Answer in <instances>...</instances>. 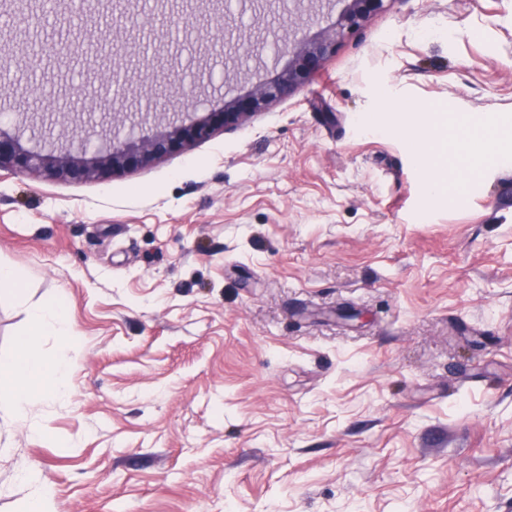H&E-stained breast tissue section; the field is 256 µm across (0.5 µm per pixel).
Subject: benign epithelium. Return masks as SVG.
<instances>
[{"instance_id":"1","label":"benign epithelium","mask_w":512,"mask_h":512,"mask_svg":"<svg viewBox=\"0 0 512 512\" xmlns=\"http://www.w3.org/2000/svg\"><path fill=\"white\" fill-rule=\"evenodd\" d=\"M386 0H345L336 30L314 40L291 43L292 62L288 68L265 76L253 84L243 100L224 101L223 111L198 117L194 112H168L162 128H149L148 113L123 115L121 124L108 123L112 100L98 99L101 113L71 114L72 136L37 139L31 130L42 128L43 119L34 113L20 112L13 126L0 127V172L25 171L45 179L95 181L124 171L130 164L148 165L164 158L171 146L185 138L204 140L215 134L214 121L221 120L225 131L246 125L257 111L272 102L287 99L333 54L341 33L351 29L383 8ZM92 45L74 37L68 42L52 43L49 53H83ZM96 138L102 146L91 153L87 142Z\"/></svg>"}]
</instances>
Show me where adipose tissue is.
<instances>
[{"label":"adipose tissue","mask_w":512,"mask_h":512,"mask_svg":"<svg viewBox=\"0 0 512 512\" xmlns=\"http://www.w3.org/2000/svg\"><path fill=\"white\" fill-rule=\"evenodd\" d=\"M491 158L500 162L512 160V129L505 128L492 116L481 119L476 128L462 123L452 153L455 165L471 173L483 168ZM28 315V330L19 339L15 353L0 359V383L7 386L13 414L20 420L27 417L36 383H46L61 400L70 393L67 363L42 351L44 337H55L62 346L72 341L74 331L66 306L48 298L30 306Z\"/></svg>","instance_id":"1"}]
</instances>
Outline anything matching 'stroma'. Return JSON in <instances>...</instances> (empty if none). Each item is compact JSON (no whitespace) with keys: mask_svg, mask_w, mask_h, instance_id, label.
<instances>
[{"mask_svg":"<svg viewBox=\"0 0 512 512\" xmlns=\"http://www.w3.org/2000/svg\"><path fill=\"white\" fill-rule=\"evenodd\" d=\"M30 8L6 127L19 106L92 109L113 80L114 106L169 112L188 71L194 111H219L340 12L136 0L129 23L85 0L103 22L84 29L65 0ZM79 34L136 44L43 50ZM387 98L446 114L448 144L464 115L512 121V0H386L293 97L112 179L0 174V262L24 290L0 295V358L43 297L75 331L44 343L67 400L36 393L20 422L0 389V512L33 469L56 512H512V167L427 198L405 132L362 127Z\"/></svg>","mask_w":512,"mask_h":512,"instance_id":"obj_1","label":"stroma"}]
</instances>
